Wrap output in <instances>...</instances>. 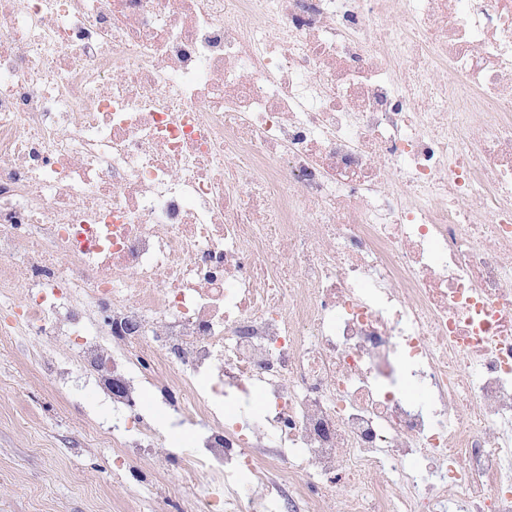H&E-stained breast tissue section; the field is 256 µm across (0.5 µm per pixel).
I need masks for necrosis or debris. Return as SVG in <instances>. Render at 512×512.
Segmentation results:
<instances>
[{
  "instance_id": "4bbe7bcc",
  "label": "necrosis or debris",
  "mask_w": 512,
  "mask_h": 512,
  "mask_svg": "<svg viewBox=\"0 0 512 512\" xmlns=\"http://www.w3.org/2000/svg\"><path fill=\"white\" fill-rule=\"evenodd\" d=\"M20 336L188 512H512V0H0Z\"/></svg>"
}]
</instances>
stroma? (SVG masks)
Listing matches in <instances>:
<instances>
[{"label": "stroma", "instance_id": "1", "mask_svg": "<svg viewBox=\"0 0 512 512\" xmlns=\"http://www.w3.org/2000/svg\"><path fill=\"white\" fill-rule=\"evenodd\" d=\"M43 348L0 347V512H155L151 487L86 441L93 417L58 402L37 373Z\"/></svg>", "mask_w": 512, "mask_h": 512}]
</instances>
